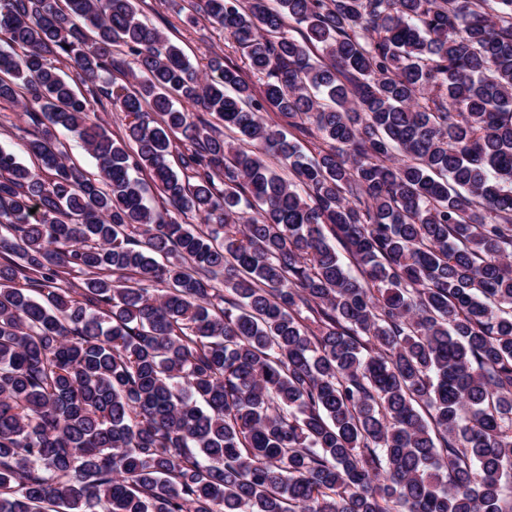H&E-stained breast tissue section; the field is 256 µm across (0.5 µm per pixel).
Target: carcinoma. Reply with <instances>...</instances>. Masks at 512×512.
Wrapping results in <instances>:
<instances>
[{"instance_id": "1", "label": "carcinoma", "mask_w": 512, "mask_h": 512, "mask_svg": "<svg viewBox=\"0 0 512 512\" xmlns=\"http://www.w3.org/2000/svg\"><path fill=\"white\" fill-rule=\"evenodd\" d=\"M189 2L0 0V512H512V0ZM171 0H141V9L148 18L160 28L173 42L183 47L191 61L196 65H206L211 57L221 56L238 64L254 85L258 96L263 90L264 79L252 76L247 71L232 41L224 33L201 19L198 24L185 22V13H179L169 5ZM21 106L0 102V147L13 150L19 159L30 165L24 151V141L31 137Z\"/></svg>"}]
</instances>
